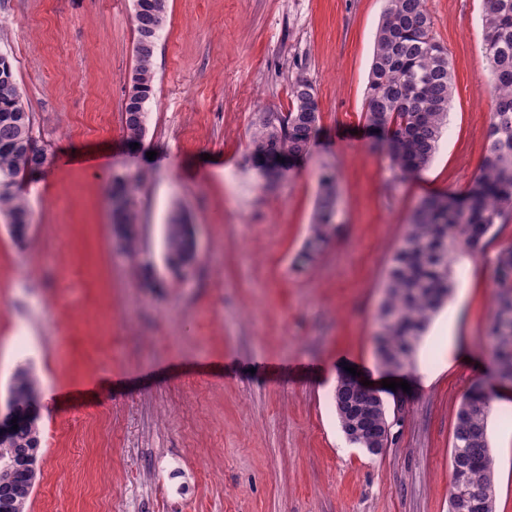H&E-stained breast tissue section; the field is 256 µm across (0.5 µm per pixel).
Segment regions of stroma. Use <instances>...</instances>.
<instances>
[{
	"instance_id": "1",
	"label": "stroma",
	"mask_w": 512,
	"mask_h": 512,
	"mask_svg": "<svg viewBox=\"0 0 512 512\" xmlns=\"http://www.w3.org/2000/svg\"><path fill=\"white\" fill-rule=\"evenodd\" d=\"M386 0H169L142 150L126 151L135 0H0V55L13 64L48 154L23 193L24 243L0 214V410L18 366L40 380V473L27 512H449L453 426L474 384L494 392L495 512H512V383L482 345L499 227L459 277L411 365L380 368L371 336L389 260L432 191L475 177L495 107L481 0H425L454 72L432 161L396 178L372 149L365 92ZM313 82L321 121L308 153L265 181L249 156L260 115ZM337 175L338 232L317 261L293 259L322 172ZM139 176L140 249L116 250L112 176ZM198 258L163 256L174 205ZM28 346L17 349L16 331ZM356 367L407 381L381 389L393 442L348 444L334 384ZM434 373L431 384L423 372Z\"/></svg>"
}]
</instances>
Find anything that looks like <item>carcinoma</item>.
Returning a JSON list of instances; mask_svg holds the SVG:
<instances>
[{
    "label": "carcinoma",
    "instance_id": "1",
    "mask_svg": "<svg viewBox=\"0 0 512 512\" xmlns=\"http://www.w3.org/2000/svg\"><path fill=\"white\" fill-rule=\"evenodd\" d=\"M168 0H135L134 67L123 104L127 142L141 143L147 106L155 83L154 57L166 21ZM483 49L493 76L496 104L489 126L497 139L486 144L479 172L462 194L436 193L419 201L400 247L390 259L384 297L373 333L378 361L385 368L410 363L434 316L454 288L450 255L463 250L484 253L494 228L512 223V0H482ZM425 0H387L378 26L366 86L367 125L379 134L380 149L399 179L423 169L436 154L448 125L453 94L447 49L435 40ZM291 105L274 122L255 124L251 157L270 177L284 163L307 153L321 115L313 83L298 79L290 87ZM33 119L21 102L11 64L0 57V213L18 241L28 236L29 208L16 187L47 159L34 147ZM131 183L112 176V230L123 249H138L136 215L130 207ZM337 191L333 175L320 178L315 212L298 261L321 254L337 231ZM197 255L194 224L182 209L171 212L164 230L166 264L179 271ZM494 307L482 341L498 379L512 382V248L503 249L493 267ZM38 381L29 369L18 370L9 389L10 418L18 429L0 434V512H26L38 475L42 429L37 411ZM492 397L478 384L458 408L452 456L462 461L472 484L485 490L494 509V462L488 438ZM333 407L346 438L378 455L392 443L391 424L381 396H367L351 383L336 387Z\"/></svg>",
    "mask_w": 512,
    "mask_h": 512
}]
</instances>
